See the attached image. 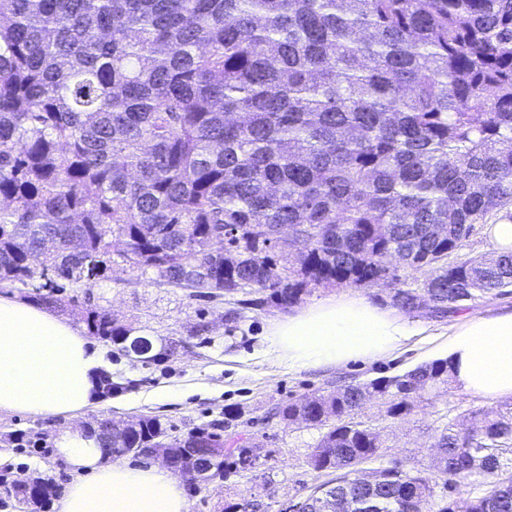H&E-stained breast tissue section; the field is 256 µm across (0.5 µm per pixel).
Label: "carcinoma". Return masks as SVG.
<instances>
[{"instance_id": "1", "label": "carcinoma", "mask_w": 512, "mask_h": 512, "mask_svg": "<svg viewBox=\"0 0 512 512\" xmlns=\"http://www.w3.org/2000/svg\"><path fill=\"white\" fill-rule=\"evenodd\" d=\"M512 222V0H0V283L60 301L112 261L200 297L287 308L316 288L389 289L443 317L512 288V249L474 255L475 226ZM418 274L413 281L400 271ZM89 331L118 343L107 312ZM448 360L275 409L325 427L332 470L303 512H512V407L434 435L443 485L378 456L362 406L412 415ZM98 447L164 448L178 472L241 470L251 449L208 427L99 421ZM46 512L56 485L14 487Z\"/></svg>"}]
</instances>
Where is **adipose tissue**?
I'll return each instance as SVG.
<instances>
[{
  "instance_id": "ef3b65f1",
  "label": "adipose tissue",
  "mask_w": 512,
  "mask_h": 512,
  "mask_svg": "<svg viewBox=\"0 0 512 512\" xmlns=\"http://www.w3.org/2000/svg\"><path fill=\"white\" fill-rule=\"evenodd\" d=\"M415 327L394 310L358 294L331 296L277 320L268 351L291 370L378 358L402 347ZM455 384L490 399L512 398V311L469 313L449 335ZM100 352L73 324L33 303L0 296V412L73 416L96 394ZM56 450L75 480L58 512H189L182 485L165 466L102 458L77 432Z\"/></svg>"
}]
</instances>
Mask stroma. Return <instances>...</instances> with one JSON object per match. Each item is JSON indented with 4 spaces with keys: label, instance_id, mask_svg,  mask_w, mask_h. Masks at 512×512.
Wrapping results in <instances>:
<instances>
[{
    "label": "stroma",
    "instance_id": "stroma-1",
    "mask_svg": "<svg viewBox=\"0 0 512 512\" xmlns=\"http://www.w3.org/2000/svg\"><path fill=\"white\" fill-rule=\"evenodd\" d=\"M504 306H512V295L468 301L445 317L413 313L409 319L417 336L391 354L328 369L291 371L266 352L268 333L282 308L239 311L234 297L195 298L184 289L158 283L154 273L114 264L93 287L66 289L52 310L81 329L88 311L111 313L118 324L151 339L155 361H138L110 340L90 335L112 377L111 395L98 398L74 418L1 412L0 440L19 435L24 448L18 453L0 447V466L13 464L15 480L35 472L48 475L63 494L73 479L56 455L55 439L63 431L82 432L102 419L120 422L140 415L159 418L173 436L211 425L227 436L252 435L256 466L245 478L233 475L199 490L185 487L190 512H224L228 503L244 497L260 501L262 512H282L331 480L332 474L308 463L322 429L285 425L273 418L275 407L432 361L444 352L448 334L462 316ZM492 406V400L454 385L425 393L415 413L404 419L387 417L383 402L368 405L360 419L379 435L382 446L377 462L366 464V472L398 462L434 477L432 443L437 430Z\"/></svg>",
    "mask_w": 512,
    "mask_h": 512
}]
</instances>
